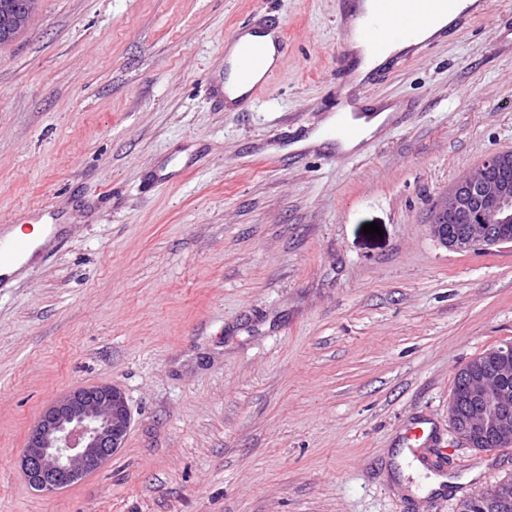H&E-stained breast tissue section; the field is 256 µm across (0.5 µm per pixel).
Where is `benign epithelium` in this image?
<instances>
[{"instance_id": "7a95c632", "label": "benign epithelium", "mask_w": 512, "mask_h": 512, "mask_svg": "<svg viewBox=\"0 0 512 512\" xmlns=\"http://www.w3.org/2000/svg\"><path fill=\"white\" fill-rule=\"evenodd\" d=\"M41 0L3 2L0 39L29 29ZM512 152L486 158L478 172L462 181L437 206L430 224L445 247L471 251L504 243L499 225H512ZM462 392L448 400V420L458 439L471 449L479 445L512 448V403L491 389L512 376V344L493 350L490 361L464 368ZM131 414L121 389L104 384L77 388L50 405L30 431L21 457L28 485L53 492L102 468L124 444ZM480 495L499 504L512 501V480L504 479Z\"/></svg>"}]
</instances>
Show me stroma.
<instances>
[{"label": "stroma", "mask_w": 512, "mask_h": 512, "mask_svg": "<svg viewBox=\"0 0 512 512\" xmlns=\"http://www.w3.org/2000/svg\"><path fill=\"white\" fill-rule=\"evenodd\" d=\"M491 3L367 84L407 118L340 153L307 139L337 107L345 0H42L0 45V225L65 233L0 284V512H456L512 476V449L448 422L457 371L512 341V243L429 230L512 151V0ZM258 12L293 46L273 96L228 112L224 42ZM102 384L123 447L30 488L40 412ZM419 417L446 491L401 451Z\"/></svg>", "instance_id": "obj_1"}]
</instances>
